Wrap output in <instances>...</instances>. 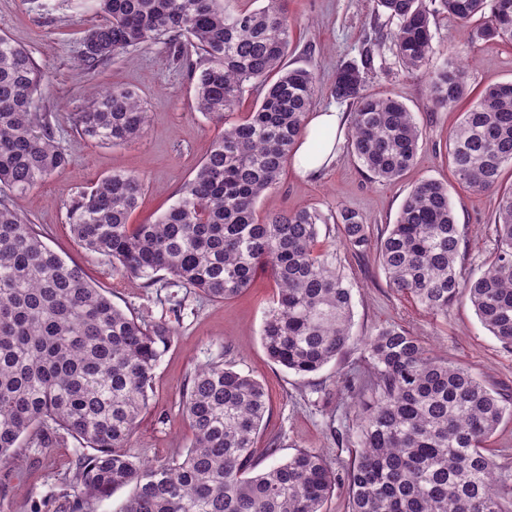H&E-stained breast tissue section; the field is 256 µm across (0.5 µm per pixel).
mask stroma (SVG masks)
Wrapping results in <instances>:
<instances>
[{
  "mask_svg": "<svg viewBox=\"0 0 512 512\" xmlns=\"http://www.w3.org/2000/svg\"><path fill=\"white\" fill-rule=\"evenodd\" d=\"M288 12L292 30L286 65L312 67L320 74L316 108L333 106L350 113V103L331 94L336 68L360 61L371 25L388 30L391 22L376 12L373 0H288ZM97 20L90 0H0V34L29 50L39 66L43 84L38 104L50 113L57 141L71 155L64 171L29 192L11 195L10 202L36 224L54 251L80 266L114 304L173 327L174 342L155 370L148 408L131 441L139 456L169 457L188 447L192 433L180 405L183 387L196 368L220 358L262 382L267 391L269 409L255 444L260 468L300 449L320 451L336 478L326 512H349L345 477L354 451L358 407L347 382L365 372L360 340L388 323L403 325L439 357L462 364L495 391L512 396V350L481 324L469 300L460 298L447 316L428 314L388 287L374 253L357 256L339 249L338 258L353 285L355 343L317 373L301 377L270 362L261 345V328L276 297L270 274L256 276L237 297L216 302L185 288L146 287L144 279L113 271L107 257L82 247L66 218V205L77 191L115 171L141 175L145 189L130 221L155 219L177 199L224 129L194 109L190 72L166 44L148 43L117 54L109 65L94 71L82 66V39ZM432 33L437 52L420 71L407 72L387 42L375 52L374 66L366 75L368 92L404 102L423 130V144L407 174L396 181L372 180L347 141L341 140L316 174L304 178L286 166L276 187L259 199L260 215L302 207L331 215L348 207L378 234L395 222L412 185L432 178L448 185L463 235V269L477 273L484 268L495 248V197L471 190L453 175L446 141L465 107H434L428 81L431 73L456 58L468 61L473 92L510 82L512 43L471 40L468 29L445 14L435 17ZM113 85L134 89L142 98L149 112L144 135L117 146L81 140L75 112L88 90ZM177 299L183 307L176 313L172 307ZM77 448L69 439L46 453L23 450L9 458L0 467V512H30L35 504L41 512H62L56 490L71 469Z\"/></svg>",
  "mask_w": 512,
  "mask_h": 512,
  "instance_id": "1",
  "label": "stroma"
}]
</instances>
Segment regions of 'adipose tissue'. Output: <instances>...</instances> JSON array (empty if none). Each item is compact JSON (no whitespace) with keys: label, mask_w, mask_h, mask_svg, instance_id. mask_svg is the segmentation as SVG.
<instances>
[{"label":"adipose tissue","mask_w":512,"mask_h":512,"mask_svg":"<svg viewBox=\"0 0 512 512\" xmlns=\"http://www.w3.org/2000/svg\"><path fill=\"white\" fill-rule=\"evenodd\" d=\"M344 116L329 108L312 113L306 123V134L292 155V164L300 175H308L332 152Z\"/></svg>","instance_id":"obj_1"}]
</instances>
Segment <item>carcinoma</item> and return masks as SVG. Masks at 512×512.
Returning a JSON list of instances; mask_svg holds the SVG:
<instances>
[{
	"mask_svg": "<svg viewBox=\"0 0 512 512\" xmlns=\"http://www.w3.org/2000/svg\"><path fill=\"white\" fill-rule=\"evenodd\" d=\"M512 0H435L472 25L473 40L512 42ZM396 22V57L408 71L436 52L427 0H374ZM102 21L84 35L88 69L114 54L163 42L188 62L195 106L224 124L195 176L154 222L132 224L140 175L114 172L76 193L70 230L113 270L147 286L189 288L211 300L234 298L260 273L277 285L276 307L261 330L268 358L300 376L321 370L351 343L352 285L336 248H317L334 222L354 254L375 250L389 288L432 315L468 296L484 327L512 349V82L485 87L448 134L453 174L497 195L496 251L479 275L458 267L462 235L448 186L423 179L378 238L353 209L328 219L299 208L262 217L257 203L274 188L301 139L318 77L285 66L292 21L286 0L229 9L224 0H96ZM335 73L331 91L354 107L351 148L378 181L402 178L423 130L392 96L366 91L374 48ZM42 75L29 51L0 36V188L25 193L69 165L47 112L37 110ZM260 90L239 111L248 88ZM470 95L467 69L450 62L431 78L435 107ZM81 136L106 145L145 132L148 112L131 90L93 91L75 113ZM165 277L160 278L157 273ZM174 331L164 320L124 311L41 239L36 225L0 197V465L20 448L47 451L72 437L76 455L66 487L72 512H93L131 485L121 512H324L336 485L325 456L299 450L256 471L255 441L267 411L262 383L214 361L193 371L182 391L192 432L181 454L156 462L130 448ZM371 394L356 422L347 473L350 512H512V485L500 480L487 448L512 399L470 370L430 353L406 328L379 327L364 343Z\"/></svg>",
	"mask_w": 512,
	"mask_h": 512,
	"instance_id": "cac0c4a2",
	"label": "carcinoma"
}]
</instances>
